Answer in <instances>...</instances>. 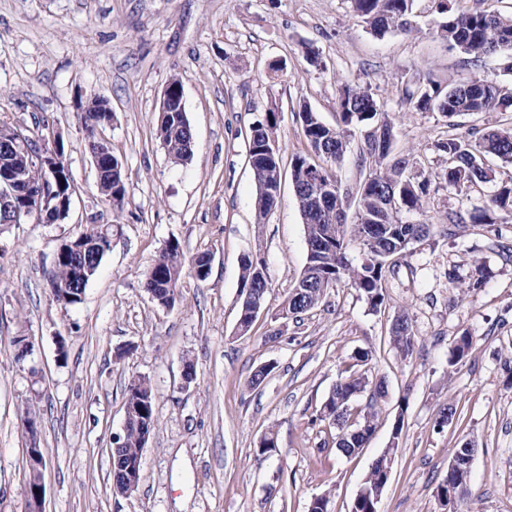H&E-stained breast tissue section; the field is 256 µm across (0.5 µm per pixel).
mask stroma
I'll use <instances>...</instances> for the list:
<instances>
[{
    "label": "stroma",
    "mask_w": 512,
    "mask_h": 512,
    "mask_svg": "<svg viewBox=\"0 0 512 512\" xmlns=\"http://www.w3.org/2000/svg\"><path fill=\"white\" fill-rule=\"evenodd\" d=\"M433 0H415L413 28L375 35L349 0H0V122L55 134L76 192L55 223L0 224V512H24L26 448L47 459L44 512H308L318 496L328 512H350L372 462L397 444L378 512H445L437 486L450 448L478 445L468 512H512V220L469 224L418 243L388 274L386 303L369 311L346 285L299 318L280 303L307 260L304 224L290 179L265 223L255 221L248 161L251 128L278 114L283 167L313 157L298 111L339 121L343 84L369 87L395 124V154L412 156L432 185L426 217L482 204L512 166L495 157L492 181L459 193L440 174L433 143L470 131L512 126V112L454 117L420 112L405 87L433 79L445 87L481 75L512 86L502 55L480 61L450 48L431 28ZM318 65H309L306 48ZM179 76L194 133L193 156L173 163L156 136L161 93ZM106 100L102 132L122 165V209L97 186L78 106ZM90 224L112 227V247L80 303L53 302L50 277L60 246ZM186 257L212 256L206 280L185 271L174 307L154 302L143 274L169 241ZM266 262V311L237 336L241 260ZM483 273H476L477 265ZM478 280L464 291L453 276ZM408 312L419 341L401 357L390 341L395 315ZM474 344L456 369V338ZM31 350L16 360L18 339ZM369 350L368 376L385 381L376 430L345 457L319 410L353 352ZM196 379L183 387L185 361ZM270 363L258 389L247 380ZM146 377L159 426L130 497L115 495L109 450L122 435L126 389ZM454 403L436 429L439 408ZM34 408L37 437L19 426ZM276 450L259 455L267 432Z\"/></svg>",
    "instance_id": "obj_1"
}]
</instances>
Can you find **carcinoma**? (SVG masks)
<instances>
[{
	"label": "carcinoma",
	"mask_w": 512,
	"mask_h": 512,
	"mask_svg": "<svg viewBox=\"0 0 512 512\" xmlns=\"http://www.w3.org/2000/svg\"><path fill=\"white\" fill-rule=\"evenodd\" d=\"M414 0H350L354 15L370 29L383 34L388 31L407 32L410 30V15ZM454 0H436V12L447 16V21L432 19L438 34L463 53L479 60L497 53H512V15L506 16L491 8L453 13ZM405 100L421 112L438 111L450 117L466 112H502L512 107V88L475 76L468 82L444 90L430 81L426 85L405 89ZM380 105L373 94L358 84L345 85L338 99L340 124L328 127L311 108L305 106L299 113L304 135L315 154L324 161L339 164L344 160L350 141L348 133L355 127L366 128L364 146L360 148L361 164L372 163V170L361 181L356 192V209L353 222H347L345 198L349 192L342 189L336 175L325 167L311 162L304 156L293 159L291 181L295 196L306 199L305 182L300 172L311 166L320 175L323 183L336 186V199L321 208L302 205L300 212L305 228L306 243L312 252L307 257L301 275L310 281L309 288L300 296L292 294L285 298L288 310L303 314L317 307L327 292L340 283L354 288L364 298L373 312L385 304L384 283L387 274L401 265L412 247L431 237L447 234L448 229L422 220L409 223L401 215L425 213L426 199L430 195L431 179L421 172L413 173L414 163L407 159L391 158L395 141V126L388 114L377 112ZM181 121V116L172 114L169 120L157 126V136L169 158L177 164H186L192 153L170 137L171 125ZM277 117L270 112L255 128L248 145L250 165L263 169L268 162L263 152L264 141L275 137ZM24 138L6 150L17 158V166L23 172V184L37 186L45 179L42 167L30 156L32 136L23 128ZM436 151L448 156V166L441 179L448 187L459 192L488 181L489 171L484 166L487 156L493 155L503 162L512 164V128L493 127L480 136L470 139L466 136L438 140L433 144ZM255 209L258 221H263L271 211L273 198L257 179ZM504 213L512 217V176L501 180L494 192L480 207L466 215L457 214L456 224H492L494 215ZM112 225L92 224L86 227L78 239L89 245L80 256L66 253L52 271L50 284L53 300L63 306L75 305L77 300L67 298L69 288L78 280V271L83 267L92 269L85 275L89 282L98 270L105 254L111 248ZM355 245L360 259L354 260L349 254ZM207 253L198 254L186 260L180 243L171 241L159 253L154 264L144 273V288L152 291L169 308L178 296V285L185 268L195 270L206 264ZM266 271L261 258L246 256L241 266V293L238 320L247 323L251 318L249 303L245 301L246 291L256 287L260 272ZM391 341L401 355L412 353L417 336L409 314L399 313L391 329ZM473 346L472 337L461 334L454 342L452 360L454 366L465 359ZM371 397L364 407L355 406V400L365 392ZM384 392V381L369 378L365 373L347 370V375L336 382L320 410V420L336 429V450L344 456H353L363 450L375 431L378 408L375 397ZM126 405L132 409L127 424L124 447L111 452L112 485L123 486L124 473L118 455L129 459L138 458L144 436L156 430L158 421L155 414L154 395L150 383L143 377L132 380L127 389ZM385 464L376 460L355 499L351 512H375L389 475ZM456 485L459 502L472 496L470 481L453 471L438 485V497H444L448 485Z\"/></svg>",
	"instance_id": "cac0c4a2"
}]
</instances>
